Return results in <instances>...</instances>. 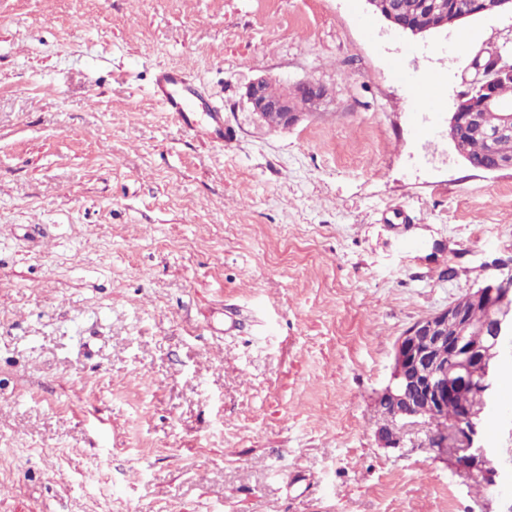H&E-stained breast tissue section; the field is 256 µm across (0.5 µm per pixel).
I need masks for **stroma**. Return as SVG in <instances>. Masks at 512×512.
<instances>
[{
	"label": "stroma",
	"mask_w": 512,
	"mask_h": 512,
	"mask_svg": "<svg viewBox=\"0 0 512 512\" xmlns=\"http://www.w3.org/2000/svg\"><path fill=\"white\" fill-rule=\"evenodd\" d=\"M464 30L401 38L366 0H0V512H507L512 476L376 437L397 338L512 260V170L444 134L512 16ZM171 67L223 142L156 100ZM259 76L328 97L273 128ZM270 83V79L267 77H258L254 79L247 88L246 98L252 111L263 120L266 119V115L269 112H279L282 116L283 127H289L297 124L302 116L303 112L295 111L292 106L286 102L273 101L265 97L263 90L266 84Z\"/></svg>",
	"instance_id": "1"
}]
</instances>
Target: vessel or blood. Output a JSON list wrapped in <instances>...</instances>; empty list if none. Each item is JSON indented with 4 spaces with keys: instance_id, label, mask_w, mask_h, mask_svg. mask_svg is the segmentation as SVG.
Instances as JSON below:
<instances>
[{
    "instance_id": "1",
    "label": "vessel or blood",
    "mask_w": 512,
    "mask_h": 512,
    "mask_svg": "<svg viewBox=\"0 0 512 512\" xmlns=\"http://www.w3.org/2000/svg\"><path fill=\"white\" fill-rule=\"evenodd\" d=\"M154 95L189 132L208 140H223V112L211 106L182 70L158 71L154 80Z\"/></svg>"
}]
</instances>
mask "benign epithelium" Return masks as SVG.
I'll return each mask as SVG.
<instances>
[{"instance_id":"7a95c632","label":"benign epithelium","mask_w":512,"mask_h":512,"mask_svg":"<svg viewBox=\"0 0 512 512\" xmlns=\"http://www.w3.org/2000/svg\"><path fill=\"white\" fill-rule=\"evenodd\" d=\"M425 8L436 16L427 26L409 24L394 14L383 18L396 31L418 36L446 31L476 16L512 13V0H470L463 12L447 13L437 3H427ZM471 68L473 72L463 79V90L457 95L446 130L457 155L466 161L469 137L479 136L493 149L512 138V105L501 102L496 93L500 82L512 79V63L494 48L478 54ZM268 83L270 79L261 76L248 86L246 98L252 111L262 119L269 112H278L284 127L297 124L303 113L286 102L266 98L263 90ZM297 88L316 103L327 96L326 88L314 81H302ZM487 111L498 112L496 125L481 122V114ZM475 304L486 310L484 321L478 324L469 319V310ZM511 335L512 273L468 290L448 307L413 323L395 343L390 383L378 397V403L389 406L390 417L386 426L377 429L378 441L386 448H402L408 427L428 425L446 434L435 441L434 448L448 460L453 472L466 481L482 479L496 485L503 468L480 442L479 415L463 406L458 417L448 423L442 412L450 397L490 389L501 360V340ZM473 336H481L483 341L473 342Z\"/></svg>"}]
</instances>
